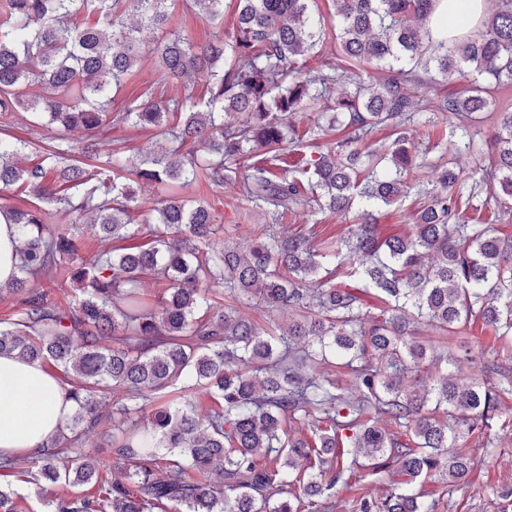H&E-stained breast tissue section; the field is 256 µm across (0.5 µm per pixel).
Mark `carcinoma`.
Listing matches in <instances>:
<instances>
[{
  "mask_svg": "<svg viewBox=\"0 0 512 512\" xmlns=\"http://www.w3.org/2000/svg\"><path fill=\"white\" fill-rule=\"evenodd\" d=\"M182 2L215 26L207 45L167 35L175 0H0V190L34 198L25 209L0 204L19 240L18 274L0 285L17 303L0 354L56 368L75 404L32 458L38 512H346L334 489L360 456L393 488L352 512H436L416 486L470 488L477 462L461 431L495 447L501 396L512 392L511 359L482 357L479 378L461 382L448 372L458 355L414 340L409 314L446 337L481 323L512 348V236L463 217L512 214V110L496 111L491 95L512 85V0H490L453 35L430 27L442 0H333L340 56L313 69L303 62L324 35L316 0H236L231 40L224 0ZM147 57L166 82L207 75L206 94L166 96L154 83L114 109ZM473 72L484 82L467 80ZM454 80L462 87L439 100L448 128L432 146L451 135L476 163L465 175L438 165L423 189L408 175L429 145L407 128ZM321 103L310 140L322 120L346 137L288 163L302 143L295 116ZM19 111L55 136H16ZM482 114L495 120L485 148L471 132ZM121 124L153 128L168 146L131 168L118 148L93 139L77 150L68 138ZM385 128L398 131L386 157L372 143ZM200 181L235 184L245 208L268 215L248 251L216 246L211 206L178 193ZM145 183L163 197L138 221ZM413 193L424 202L411 232L380 239L374 211ZM299 207L356 209L360 223L318 247L282 231ZM88 214L113 243L92 256L53 225ZM348 262L356 288L332 277ZM54 270L81 290L67 308L38 283ZM150 272L164 281L153 299L140 288ZM218 286L237 306L213 299ZM370 290L387 305L378 316L364 303ZM241 305L286 310L288 325L271 333ZM196 386L214 403L203 415L187 394ZM104 421L119 471L110 481L95 442ZM61 483L97 492L53 493ZM0 512H18L7 484Z\"/></svg>",
  "mask_w": 512,
  "mask_h": 512,
  "instance_id": "carcinoma-1",
  "label": "carcinoma"
}]
</instances>
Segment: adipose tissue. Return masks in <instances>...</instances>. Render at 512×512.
<instances>
[{
  "label": "adipose tissue",
  "instance_id": "1",
  "mask_svg": "<svg viewBox=\"0 0 512 512\" xmlns=\"http://www.w3.org/2000/svg\"><path fill=\"white\" fill-rule=\"evenodd\" d=\"M73 411L65 385L42 365L0 355V455L41 453Z\"/></svg>",
  "mask_w": 512,
  "mask_h": 512
}]
</instances>
